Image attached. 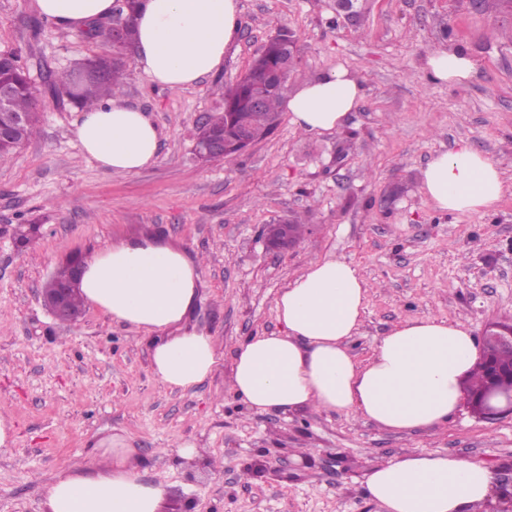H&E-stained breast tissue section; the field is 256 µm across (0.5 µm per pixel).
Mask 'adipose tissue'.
I'll return each instance as SVG.
<instances>
[{"label": "adipose tissue", "mask_w": 512, "mask_h": 512, "mask_svg": "<svg viewBox=\"0 0 512 512\" xmlns=\"http://www.w3.org/2000/svg\"><path fill=\"white\" fill-rule=\"evenodd\" d=\"M113 0H36L38 12L62 28L87 33L109 17ZM239 0H144L133 44L137 70L171 89L218 72L238 33ZM431 79L461 84L474 61L457 48L426 58ZM364 96L361 82L339 65L323 68L281 100L296 128L330 132ZM75 138L101 168L133 174L155 162L162 132L121 98L82 110ZM507 191L498 164L460 145L432 156L421 192L454 213L493 211ZM201 267L173 241L126 237L87 255L77 288L84 303L151 340L150 364L160 385L189 390L217 369L213 336L190 328ZM369 286L357 268L336 258L314 260L275 300L277 332L242 343L232 389L252 410L313 408L353 414L379 428L434 429L458 410L464 383L482 346L463 323L433 316L406 319L379 339L367 362L350 343L359 331ZM95 463L60 470L45 487L47 512H158L163 484L141 475L137 449L99 445ZM365 493L382 512H486L494 477L482 462L439 452L407 453L372 466Z\"/></svg>", "instance_id": "obj_1"}]
</instances>
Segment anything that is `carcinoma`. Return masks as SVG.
<instances>
[{
    "label": "carcinoma",
    "mask_w": 512,
    "mask_h": 512,
    "mask_svg": "<svg viewBox=\"0 0 512 512\" xmlns=\"http://www.w3.org/2000/svg\"><path fill=\"white\" fill-rule=\"evenodd\" d=\"M141 0H124L122 14L125 18L124 40L133 45L136 40L135 15ZM8 67L0 70V83L12 87L10 110L25 116V123L19 127L13 139L0 146V160L13 154L33 134L37 115L33 111L35 88L28 80V74L21 57L13 53ZM284 51L280 36L270 38L254 58L244 78L224 93V103L209 114L199 127L197 141L201 142L214 132L224 130V125L236 122L251 129L255 139L267 137L276 127L280 114L282 93L267 95L266 108L262 112L252 109L249 98L252 87L273 66L282 63ZM124 67L117 59L99 57L95 62L85 63L77 68L48 71L45 82L55 97L66 96L81 108L98 105L120 92L123 86ZM83 301L78 293L70 297L67 311L59 315L65 322L75 321L82 314Z\"/></svg>",
    "instance_id": "cac0c4a2"
}]
</instances>
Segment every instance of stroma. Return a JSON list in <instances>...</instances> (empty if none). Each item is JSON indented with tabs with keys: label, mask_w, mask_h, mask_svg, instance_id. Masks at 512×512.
<instances>
[{
	"label": "stroma",
	"mask_w": 512,
	"mask_h": 512,
	"mask_svg": "<svg viewBox=\"0 0 512 512\" xmlns=\"http://www.w3.org/2000/svg\"><path fill=\"white\" fill-rule=\"evenodd\" d=\"M239 33L219 72L169 89L125 64L122 98L161 129L156 161L132 175L103 170L78 147L80 109L53 98L47 70L109 53L104 37L38 19L35 0H0V52L18 53L41 114L31 138L0 162V414L16 427L0 449V512H45L44 487L91 462L120 435L163 483L164 512H381L364 493L368 468L411 451L476 459L491 470L489 512H512V414L460 407L440 428L397 433L311 408L251 410L229 387L241 343L277 330L275 299L313 260L352 262L370 287L351 349L368 360L406 318L468 326L512 317V188L490 214L443 213L420 191L430 158L466 144L495 160L512 185V12L469 0H358L343 18L332 0H239ZM293 33L294 89L340 64L365 94L333 132L299 131L282 113L265 139L224 163L195 152L201 118L221 102L278 31ZM475 62L461 85L432 80L430 48ZM308 224L294 248L269 250L266 225ZM40 225L19 248L12 229ZM157 233L202 263L191 327L215 336L221 362L202 385L169 390L154 378L150 339L84 309L61 322L42 288L73 255ZM199 447L181 458L182 444Z\"/></svg>",
	"instance_id": "obj_1"
}]
</instances>
